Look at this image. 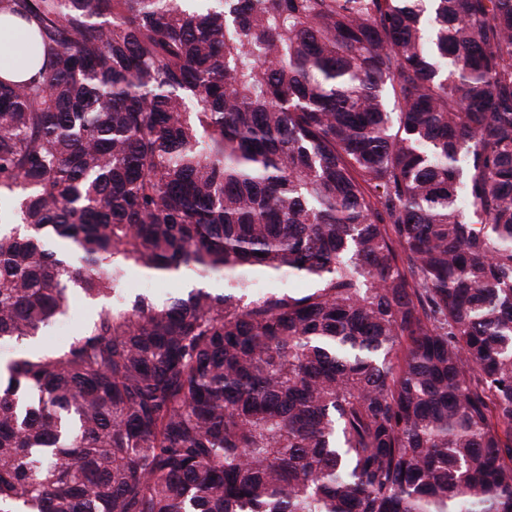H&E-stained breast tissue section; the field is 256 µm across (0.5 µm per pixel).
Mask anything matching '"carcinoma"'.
<instances>
[{
    "instance_id": "carcinoma-1",
    "label": "carcinoma",
    "mask_w": 512,
    "mask_h": 512,
    "mask_svg": "<svg viewBox=\"0 0 512 512\" xmlns=\"http://www.w3.org/2000/svg\"><path fill=\"white\" fill-rule=\"evenodd\" d=\"M7 18L0 512H512V0ZM144 287L152 288L155 293L152 297L156 300H164L171 294L183 293L190 288L204 287L212 291H223L224 273L199 278L192 272H185L176 278H160L134 271L128 275L123 286L131 294L138 293ZM95 312L96 308L94 306L88 303L83 297L77 296L74 303L71 304L68 314L51 324L44 330L42 336L36 338L35 347H32L30 343L17 345L8 342L5 347H1L0 344V363H4L15 357L16 351L19 349L37 348L42 350L64 347L71 341L78 327L92 319ZM70 331V335L66 336Z\"/></svg>"
}]
</instances>
